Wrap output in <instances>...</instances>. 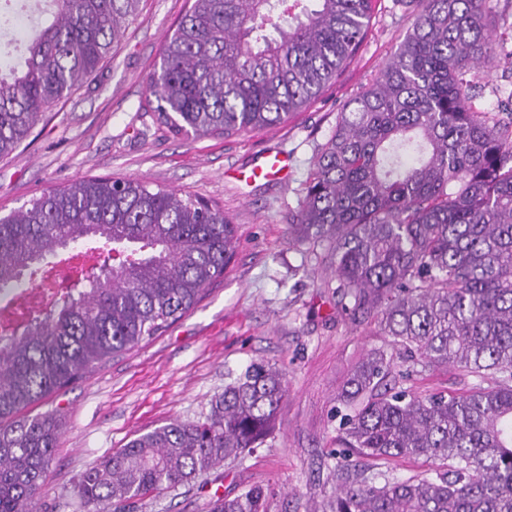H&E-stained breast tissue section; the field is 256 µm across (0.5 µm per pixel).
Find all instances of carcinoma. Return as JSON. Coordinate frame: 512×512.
<instances>
[{
    "label": "carcinoma",
    "instance_id": "obj_1",
    "mask_svg": "<svg viewBox=\"0 0 512 512\" xmlns=\"http://www.w3.org/2000/svg\"><path fill=\"white\" fill-rule=\"evenodd\" d=\"M141 0H44L18 50L19 0H0V158L108 56ZM193 0L147 84L175 137L249 133L304 109L358 52L375 0ZM375 79L317 151L291 237L320 249L353 320L387 337L349 371L336 496L322 512H512V93L472 108L466 75L512 64L493 0H414ZM129 254L81 288L46 285L67 244ZM237 228L213 204L137 180L88 178L0 216V512H37L56 436L26 411L151 340L193 309L232 259ZM413 362L472 378L461 393L405 387ZM287 395L251 364L192 421L132 439L82 475L83 512H125L260 446ZM372 461L424 457L407 478ZM209 512H266L250 487Z\"/></svg>",
    "mask_w": 512,
    "mask_h": 512
}]
</instances>
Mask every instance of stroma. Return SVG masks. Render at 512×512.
Listing matches in <instances>:
<instances>
[{"mask_svg": "<svg viewBox=\"0 0 512 512\" xmlns=\"http://www.w3.org/2000/svg\"><path fill=\"white\" fill-rule=\"evenodd\" d=\"M188 0H141L140 12L97 70L60 101L11 156L0 159V213L43 192L90 177L141 180L223 208L238 243L223 278L202 301L151 341L109 361L33 406L58 433L39 512H78L80 476L113 449L173 420L209 409L252 362L286 376L275 431L261 448L187 485L139 502L136 512H208L210 502L258 486L268 512H321L336 492L329 453L339 422L336 392L350 368L384 339L342 311L329 271L288 234L319 146L345 104L376 77L405 37L414 13L405 0H378L367 36L336 82L282 125L231 138L179 139L146 105V85L164 39ZM478 111L512 89V66L480 68ZM267 153L289 158L287 179L246 182Z\"/></svg>", "mask_w": 512, "mask_h": 512, "instance_id": "35a3bbf8", "label": "stroma"}]
</instances>
